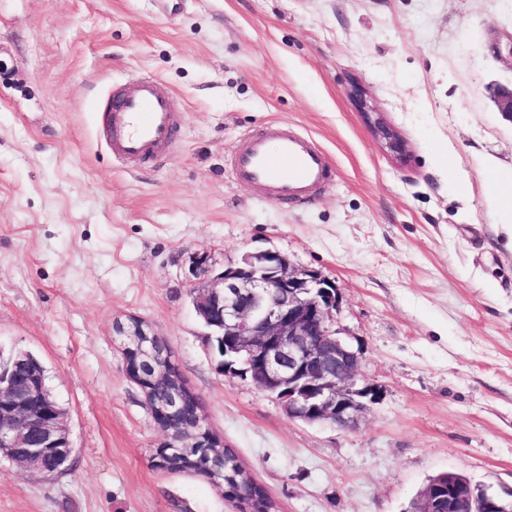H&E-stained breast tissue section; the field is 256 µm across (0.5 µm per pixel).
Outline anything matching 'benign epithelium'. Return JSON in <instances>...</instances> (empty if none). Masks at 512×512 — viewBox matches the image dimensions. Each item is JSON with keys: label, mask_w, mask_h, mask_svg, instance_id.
Returning a JSON list of instances; mask_svg holds the SVG:
<instances>
[{"label": "benign epithelium", "mask_w": 512, "mask_h": 512, "mask_svg": "<svg viewBox=\"0 0 512 512\" xmlns=\"http://www.w3.org/2000/svg\"><path fill=\"white\" fill-rule=\"evenodd\" d=\"M202 275L194 303L202 321L224 333V373L273 395L288 417L308 424L328 422L354 429L380 400V387L363 373L361 347L335 328L340 289L322 275L291 264L284 254L248 251L215 278H208L207 257L196 261ZM123 337L127 370L143 380V358L152 349L140 321L116 327ZM150 409L169 435L156 449L160 458L187 443H207L202 422L183 424L178 408L155 403ZM0 450L4 458L45 477H57L70 465L73 448L66 412L52 397L44 369L26 352L16 353L0 369ZM495 493L475 495L472 486L448 473L420 496L417 512H505Z\"/></svg>", "instance_id": "1"}]
</instances>
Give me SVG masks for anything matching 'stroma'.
Returning <instances> with one entry per match:
<instances>
[{
	"mask_svg": "<svg viewBox=\"0 0 512 512\" xmlns=\"http://www.w3.org/2000/svg\"><path fill=\"white\" fill-rule=\"evenodd\" d=\"M511 35L512 0H0V361L42 362L74 448L51 480L0 457V512H235L155 466L167 435L116 333L133 319L277 512H407L446 471L512 496V214L489 174L512 173ZM145 76L182 137L121 160L106 102ZM275 121L333 166L294 209L231 174ZM266 248L341 290L336 326L382 390L356 429L218 368L195 260Z\"/></svg>",
	"mask_w": 512,
	"mask_h": 512,
	"instance_id": "35a3bbf8",
	"label": "stroma"
}]
</instances>
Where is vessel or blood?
I'll list each match as a JSON object with an SVG mask.
<instances>
[{
  "label": "vessel or blood",
  "mask_w": 512,
  "mask_h": 512,
  "mask_svg": "<svg viewBox=\"0 0 512 512\" xmlns=\"http://www.w3.org/2000/svg\"><path fill=\"white\" fill-rule=\"evenodd\" d=\"M111 112V149L118 158H157L178 137L171 99L155 81L138 82L114 96ZM233 173L237 182L261 189L270 202L283 206L310 200L333 175L327 156L284 122L245 140Z\"/></svg>",
  "instance_id": "obj_1"
}]
</instances>
